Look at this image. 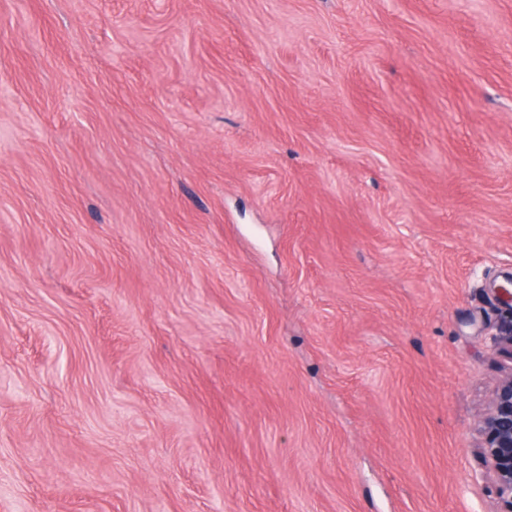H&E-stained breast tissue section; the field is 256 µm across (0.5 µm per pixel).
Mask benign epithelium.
<instances>
[{
    "instance_id": "obj_1",
    "label": "benign epithelium",
    "mask_w": 512,
    "mask_h": 512,
    "mask_svg": "<svg viewBox=\"0 0 512 512\" xmlns=\"http://www.w3.org/2000/svg\"><path fill=\"white\" fill-rule=\"evenodd\" d=\"M500 304L512 314V276L495 286ZM495 351L512 361V319L492 334ZM484 436L480 447L486 467L493 473L502 503L501 512H512V367L495 386L487 412L478 423Z\"/></svg>"
}]
</instances>
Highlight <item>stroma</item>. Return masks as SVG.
<instances>
[{
    "label": "stroma",
    "mask_w": 512,
    "mask_h": 512,
    "mask_svg": "<svg viewBox=\"0 0 512 512\" xmlns=\"http://www.w3.org/2000/svg\"><path fill=\"white\" fill-rule=\"evenodd\" d=\"M512 0H0V512H499ZM478 430L484 436L480 452L502 503L500 512H512V365L495 386Z\"/></svg>",
    "instance_id": "obj_1"
}]
</instances>
